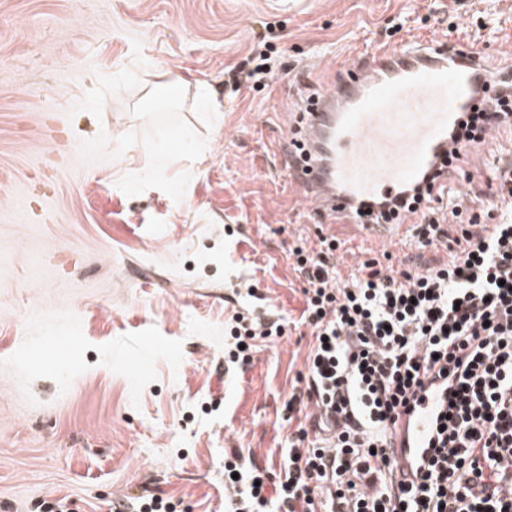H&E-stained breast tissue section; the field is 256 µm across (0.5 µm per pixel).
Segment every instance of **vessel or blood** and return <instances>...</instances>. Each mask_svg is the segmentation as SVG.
<instances>
[{"label": "vessel or blood", "mask_w": 512, "mask_h": 512, "mask_svg": "<svg viewBox=\"0 0 512 512\" xmlns=\"http://www.w3.org/2000/svg\"><path fill=\"white\" fill-rule=\"evenodd\" d=\"M495 79L462 44L427 41L364 52L317 102L296 113L285 138L287 172L326 223L348 224L368 242L408 240L410 225L376 223L362 206L449 170L467 152L452 143L450 126L484 101L494 100ZM452 185V184H449ZM467 191V183L452 185ZM444 392L428 387L391 428L400 462L419 458L434 439L433 419Z\"/></svg>", "instance_id": "obj_1"}]
</instances>
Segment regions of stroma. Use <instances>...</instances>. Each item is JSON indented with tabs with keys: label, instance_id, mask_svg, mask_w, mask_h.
Here are the masks:
<instances>
[{
	"label": "stroma",
	"instance_id": "35a3bbf8",
	"mask_svg": "<svg viewBox=\"0 0 512 512\" xmlns=\"http://www.w3.org/2000/svg\"><path fill=\"white\" fill-rule=\"evenodd\" d=\"M260 36L274 76L227 81ZM445 37L507 66L512 0H0V512H224L225 456L280 470L313 341L290 249L335 238L343 276L436 255L318 230L278 165L287 112L364 49ZM253 286L286 334L228 372Z\"/></svg>",
	"mask_w": 512,
	"mask_h": 512
}]
</instances>
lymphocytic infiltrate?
<instances>
[{"mask_svg": "<svg viewBox=\"0 0 512 512\" xmlns=\"http://www.w3.org/2000/svg\"><path fill=\"white\" fill-rule=\"evenodd\" d=\"M436 200L411 234L445 251L425 269L373 257L342 277L335 240L293 249L314 338L285 404L296 427L279 473L225 460L224 512H512V222L455 209L448 224ZM227 328L224 362L242 368L285 325L245 308ZM433 376L448 395L403 483L387 427Z\"/></svg>", "mask_w": 512, "mask_h": 512, "instance_id": "lymphocytic-infiltrate-1", "label": "lymphocytic infiltrate"}]
</instances>
